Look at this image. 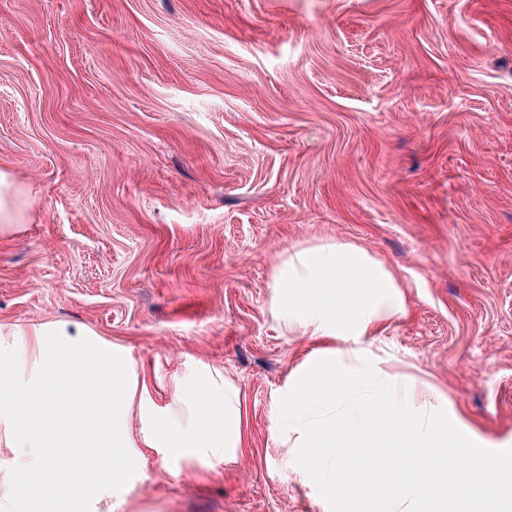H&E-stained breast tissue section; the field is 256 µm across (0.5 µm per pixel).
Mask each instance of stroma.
<instances>
[{"mask_svg":"<svg viewBox=\"0 0 512 512\" xmlns=\"http://www.w3.org/2000/svg\"><path fill=\"white\" fill-rule=\"evenodd\" d=\"M0 170V323L92 328L161 406L241 389L233 461L141 449L84 512H339L271 431L319 348L268 312L294 244L395 271L364 346L512 455V0H0ZM27 195L14 187L9 174L0 170V235L15 232L20 224H16V218L20 211L21 196Z\"/></svg>","mask_w":512,"mask_h":512,"instance_id":"1","label":"stroma"}]
</instances>
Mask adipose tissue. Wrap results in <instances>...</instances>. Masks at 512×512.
I'll return each mask as SVG.
<instances>
[{
  "label": "adipose tissue",
  "instance_id": "adipose-tissue-1",
  "mask_svg": "<svg viewBox=\"0 0 512 512\" xmlns=\"http://www.w3.org/2000/svg\"><path fill=\"white\" fill-rule=\"evenodd\" d=\"M269 312L313 341H334L305 360L272 407V431H289L292 472L338 500L342 512H448L449 500L498 498L493 454L469 456L460 478L448 477V453L473 433L425 396L412 373H391L361 348L406 303L396 275L367 250L327 241L285 249L272 267ZM149 423L137 442L128 421ZM168 456L230 462L243 446L240 389L220 370L206 381L179 379L156 408L139 386L137 361L85 326L47 322L0 324V447L14 466L0 481L5 512H78L82 488L120 483L138 445ZM341 448H387L401 460L399 494L374 498L369 486L340 478ZM96 459L93 467L85 459ZM77 464L73 485L55 482Z\"/></svg>",
  "mask_w": 512,
  "mask_h": 512
}]
</instances>
